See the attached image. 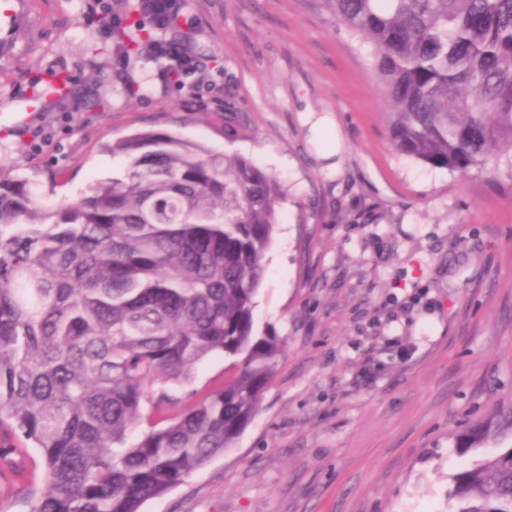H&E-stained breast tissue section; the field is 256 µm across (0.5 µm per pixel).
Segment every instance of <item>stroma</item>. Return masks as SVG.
Segmentation results:
<instances>
[{
    "instance_id": "stroma-1",
    "label": "stroma",
    "mask_w": 512,
    "mask_h": 512,
    "mask_svg": "<svg viewBox=\"0 0 512 512\" xmlns=\"http://www.w3.org/2000/svg\"><path fill=\"white\" fill-rule=\"evenodd\" d=\"M0 172L47 210L163 132L276 176L258 330L285 343L235 447L142 512H449L456 433L512 407V162L461 175L402 155L370 46L320 0H183L182 83L116 65L118 0H8ZM70 76L72 96L32 89ZM326 119L312 128L308 113Z\"/></svg>"
}]
</instances>
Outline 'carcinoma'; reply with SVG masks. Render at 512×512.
I'll return each instance as SVG.
<instances>
[{"label": "carcinoma", "instance_id": "carcinoma-1", "mask_svg": "<svg viewBox=\"0 0 512 512\" xmlns=\"http://www.w3.org/2000/svg\"><path fill=\"white\" fill-rule=\"evenodd\" d=\"M373 50L395 149L466 174L512 151V0H322ZM181 0H132L116 52L179 80L157 41ZM59 77L40 100L70 93ZM123 175L49 212L0 172V485L29 512H140L233 448L283 354L255 298L283 186L243 156L163 134L109 146ZM216 390L178 388L211 354ZM140 436L128 442L130 432ZM512 436V410L455 435L466 454ZM35 448L39 462L18 457ZM452 512H512V447L452 476Z\"/></svg>", "mask_w": 512, "mask_h": 512}]
</instances>
